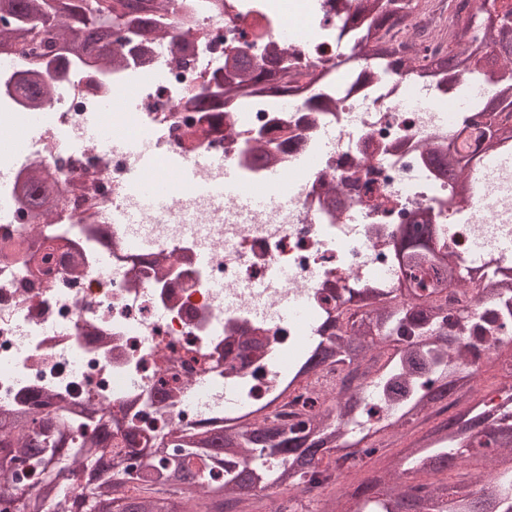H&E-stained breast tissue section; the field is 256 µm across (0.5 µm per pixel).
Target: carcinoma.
Segmentation results:
<instances>
[{"label":"carcinoma","mask_w":512,"mask_h":512,"mask_svg":"<svg viewBox=\"0 0 512 512\" xmlns=\"http://www.w3.org/2000/svg\"><path fill=\"white\" fill-rule=\"evenodd\" d=\"M426 0H342L336 5V35L350 47L336 66L350 72L353 83L336 81V95L347 96L350 86H364L384 78L398 82L429 79L437 93L457 94L464 83L487 79V72L511 73L493 81L494 95L472 110L496 116L512 109V25L493 21L484 6L474 8L462 0V8L448 27V51L432 60L422 72L405 57L393 28ZM164 0H0V52L27 45L40 36L49 38L47 50L58 54L63 44L73 54L104 60H121V51L108 37L127 31L137 37L155 38L164 31L161 16ZM494 48L490 56L483 46ZM224 68L240 77L227 92L252 94V88L291 95L297 88L285 80L288 53L275 58L255 59L240 49L224 61ZM15 92L33 104H41L48 87L39 75L21 77ZM512 151V124H496L483 152L495 155ZM427 164L437 176L448 180L457 194L469 191L468 178L478 161L461 157L453 141L435 137L423 145ZM53 188L35 180L22 188L27 204L40 213L49 209ZM444 234L442 224H416L396 237L395 265L404 271L401 282L378 288L364 282L358 295L369 300L367 309H357L343 327L339 307L350 302L346 289L336 294V319L329 330L320 331L313 348L284 377L290 388L310 373L338 370L343 373L337 391L316 394L310 409L289 420L256 416L251 420L224 422V427L187 435L182 447L170 458L169 432L158 434L154 454L142 462L148 470L156 459L165 469L155 480L160 490L133 487L141 473L115 460L112 424L115 419L102 412L94 421L74 417L67 406L43 410L37 406L0 411V512H220L224 498L234 497L262 482L270 488L305 491L311 485H330L356 460L370 458L380 445L361 446L364 438L355 427L385 407L395 420L380 431L398 430L410 439L406 452L386 460L389 479L376 478L358 485L353 492L323 500L319 512H419L425 502L433 512H512V427L477 404L453 412L448 393L457 386V372L448 360L452 340L437 333L440 314L446 307L436 295L450 287L466 294L473 288L471 270L436 249L419 236ZM479 295L491 298L490 319L484 325L469 323L465 313L454 314L459 331L482 334L493 330L497 319L512 318V283L502 280V269L494 262L484 264ZM399 352L395 362L381 371H360L366 358L379 359L386 351ZM384 389L377 403L364 395L368 387ZM436 423L416 436L420 417ZM481 457L504 473L478 495L464 492L470 479L456 482H427L421 477L452 472L463 460ZM35 475L40 491L32 493L20 485L19 470ZM78 473L80 491L70 498L58 495L56 486L64 471ZM206 502L196 510L192 502Z\"/></svg>","instance_id":"carcinoma-1"}]
</instances>
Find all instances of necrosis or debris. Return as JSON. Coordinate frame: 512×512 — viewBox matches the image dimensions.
I'll list each match as a JSON object with an SVG mask.
<instances>
[{
    "label": "necrosis or debris",
    "instance_id": "4bbe7bcc",
    "mask_svg": "<svg viewBox=\"0 0 512 512\" xmlns=\"http://www.w3.org/2000/svg\"><path fill=\"white\" fill-rule=\"evenodd\" d=\"M321 0H169L179 39L164 36L123 46L105 69L68 56L62 63L39 48L0 58V183L11 211L0 216V247L17 249L38 237L34 262L0 260V409L27 408L45 397L104 407L130 406L141 429L167 424L207 426L248 414L224 405V388L248 381L266 415L288 418L308 409L318 390L336 387L334 373L309 376L282 390L327 316L335 289L353 277L393 283L391 240L428 209L447 227L439 241L462 264L473 242L485 259L512 265V172L478 171L462 209L437 208L450 188L423 160L429 138L459 133V149L477 152L485 120L444 105L409 108L390 80L318 109H283L278 97L225 100L216 79L224 59L249 41L256 58L286 50L301 86L323 92L316 77L347 52L330 36L333 19ZM450 0H430L397 37L427 67L448 46ZM295 36L281 42L284 28ZM44 73L51 93L30 125V104L14 92L20 74ZM213 91L211 107L191 97ZM135 91L134 112L106 114L107 99ZM111 123L122 136L149 135L157 171L173 177L198 164L197 184L177 187L141 205L130 192L132 158L87 137ZM334 129L335 151L322 133ZM234 166L245 189L261 192L269 172L285 180L280 205L243 210L225 192L218 163ZM54 183L52 208L37 215L21 186ZM342 183L348 202L334 208L325 192ZM298 321L278 323L276 310L294 299ZM166 392L164 407L151 398Z\"/></svg>",
    "mask_w": 512,
    "mask_h": 512
}]
</instances>
